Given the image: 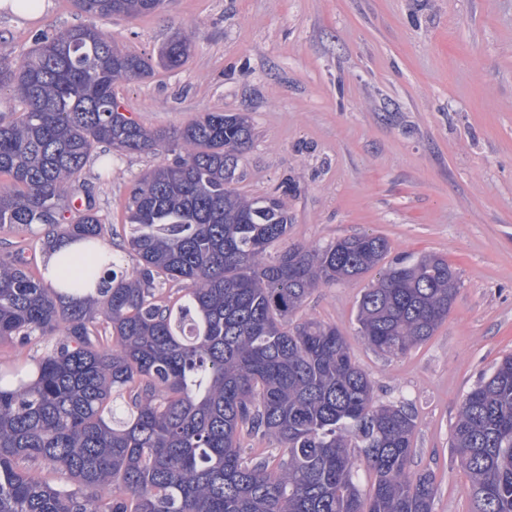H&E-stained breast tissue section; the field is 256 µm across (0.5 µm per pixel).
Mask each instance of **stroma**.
<instances>
[{
    "label": "stroma",
    "mask_w": 512,
    "mask_h": 512,
    "mask_svg": "<svg viewBox=\"0 0 512 512\" xmlns=\"http://www.w3.org/2000/svg\"><path fill=\"white\" fill-rule=\"evenodd\" d=\"M71 0L29 19L0 9V43L22 52L41 31L83 24ZM97 25L156 55L173 32L194 50L179 69L122 81L123 113L152 130L201 112H244L254 141L236 190H294L288 244L369 233L391 256L435 254L460 286L447 320L406 355L362 339L357 303L371 278L317 288L295 313L336 326L381 401L416 419L411 468L430 473L434 512H471L451 447L464 395L512 352V0H168L162 14ZM92 158L76 198L92 197L123 253L135 181L160 163Z\"/></svg>",
    "instance_id": "35a3bbf8"
}]
</instances>
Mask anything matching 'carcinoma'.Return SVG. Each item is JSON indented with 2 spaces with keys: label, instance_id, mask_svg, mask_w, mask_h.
<instances>
[{
  "label": "carcinoma",
  "instance_id": "carcinoma-1",
  "mask_svg": "<svg viewBox=\"0 0 512 512\" xmlns=\"http://www.w3.org/2000/svg\"><path fill=\"white\" fill-rule=\"evenodd\" d=\"M72 5L92 20L134 19L166 0ZM192 48L178 34L155 62L91 22L44 32L17 56L0 46V93L11 94L0 101V230L38 225L43 252L70 239L99 256L54 287L20 252H0V341L59 336L29 363L0 364V512H433L432 476L410 469L413 412L376 398L338 328L290 322L315 288L384 263L388 241L277 250L292 223L283 199L234 188L254 138L248 114L201 112L165 132L120 112L117 82L156 63L178 69ZM179 144L185 154L131 190L124 249L135 265L120 275L104 245L112 228L90 198L70 208L69 190L103 146ZM165 281L181 284L176 297L159 296ZM458 290L447 259L396 257L358 301L360 335L403 356L434 335ZM245 433L276 441L277 465L247 453ZM451 447L471 512H512V353L463 398Z\"/></svg>",
  "mask_w": 512,
  "mask_h": 512
}]
</instances>
